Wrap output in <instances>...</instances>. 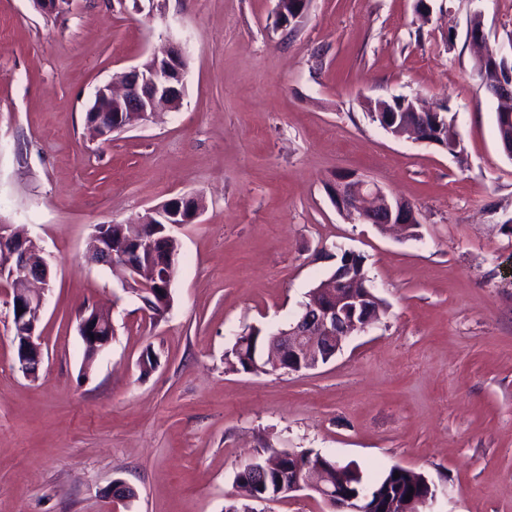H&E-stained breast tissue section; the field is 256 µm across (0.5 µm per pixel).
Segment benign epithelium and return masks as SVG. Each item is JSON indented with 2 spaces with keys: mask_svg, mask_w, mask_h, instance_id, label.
<instances>
[{
  "mask_svg": "<svg viewBox=\"0 0 512 512\" xmlns=\"http://www.w3.org/2000/svg\"><path fill=\"white\" fill-rule=\"evenodd\" d=\"M73 0H33L40 13L54 16L70 6ZM469 41L481 52L485 62L508 63L501 51L488 43L484 26L472 27ZM187 56L179 46H169L162 55L153 54L137 66L118 74L99 86L93 102L92 132L97 140L108 142L115 132L127 130L135 121H147L160 108H179L184 96ZM507 77L485 87L498 105L512 104V69ZM409 116L398 121L394 112H377L379 125L397 139L434 143L448 148V131L442 129L438 113L410 102ZM504 124L499 135L505 152L512 157V115L503 113ZM334 199L337 209L349 220L372 224L378 228L398 227L413 236L419 223L414 207L387 193L377 182L353 174L336 178ZM204 205L198 196H180L167 200L150 210L142 223L130 232L114 224H99L90 234L83 259L88 264L102 265L122 272L126 285H133L140 295L157 296L156 304H145L142 310L150 316L168 310L172 298L174 272L178 252L168 250L157 258L153 228L163 225L164 238L177 240L175 230L192 224L201 215ZM356 254L344 253L336 270L318 285V289L301 305V310L288 326L271 333V362L279 366L283 360L314 370L330 361L343 348L345 339L364 332L379 319V298L368 280L357 283L352 277ZM164 269L157 276L156 268ZM52 272L38 242L14 230L11 224H0V285L9 298L11 333L16 346L19 369L29 378L38 376L43 352L39 326L50 291ZM23 313H17V309ZM78 333L84 352L101 354L112 341V320L108 314L86 309L79 319ZM309 491L328 504L334 512H408L406 505L385 494L378 496L373 507L363 510L354 506L357 499L350 485L343 480L328 488L319 476L307 471L289 482L281 495Z\"/></svg>",
  "mask_w": 512,
  "mask_h": 512,
  "instance_id": "obj_1",
  "label": "benign epithelium"
}]
</instances>
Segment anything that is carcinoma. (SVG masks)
Instances as JSON below:
<instances>
[{
  "label": "carcinoma",
  "instance_id": "1",
  "mask_svg": "<svg viewBox=\"0 0 512 512\" xmlns=\"http://www.w3.org/2000/svg\"><path fill=\"white\" fill-rule=\"evenodd\" d=\"M267 334L259 327H247L237 336L233 345L224 353V363L235 372L268 374L271 372H289L288 366H274L262 354ZM320 469L325 472L331 483H336V460L327 454L312 449L300 451L280 450L270 444L262 446L248 463L236 472L234 483L244 496L257 500L265 495L279 492L288 485V468ZM400 477H394V474ZM346 481L360 494L364 495L371 487L390 490L394 493L411 494L414 504L410 512H422L417 501L427 497L428 485L425 480L412 476V471L401 466H393L379 473L371 481L366 480L363 471L356 464L344 472Z\"/></svg>",
  "mask_w": 512,
  "mask_h": 512
}]
</instances>
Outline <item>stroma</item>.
I'll list each match as a JSON object with an SVG mask.
<instances>
[{
    "mask_svg": "<svg viewBox=\"0 0 512 512\" xmlns=\"http://www.w3.org/2000/svg\"><path fill=\"white\" fill-rule=\"evenodd\" d=\"M275 0H74L46 17L0 0V224L25 228L53 277L37 378L18 369L0 291V512H224L262 439L424 473V512H512V159L467 28L512 48V0H310L293 31ZM180 44L178 111L91 142L97 86ZM446 102L459 146L397 139L370 102ZM409 201L414 236L347 221L338 173ZM183 195L173 302L140 310L82 253L98 224H134ZM387 308L317 369L232 372L244 328L288 324L343 252ZM109 312L86 363L77 317ZM157 367L141 375L145 349ZM134 491L112 498L116 482Z\"/></svg>",
    "mask_w": 512,
    "mask_h": 512,
    "instance_id": "obj_1",
    "label": "stroma"
}]
</instances>
